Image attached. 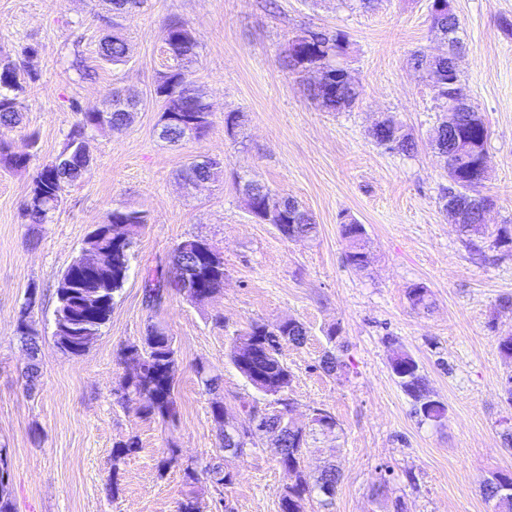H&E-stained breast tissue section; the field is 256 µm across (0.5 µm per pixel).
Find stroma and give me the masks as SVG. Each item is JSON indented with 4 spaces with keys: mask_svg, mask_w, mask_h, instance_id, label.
<instances>
[{
    "mask_svg": "<svg viewBox=\"0 0 512 512\" xmlns=\"http://www.w3.org/2000/svg\"><path fill=\"white\" fill-rule=\"evenodd\" d=\"M431 0H145L125 21L129 55L103 62L96 20L100 0H0V55L17 57L33 45V77L23 96V119L7 133L14 147L35 135L40 158L55 157L78 111L99 108L118 88L141 107L126 129L91 132L92 171L69 188L51 223H28L23 208L31 174L0 167V448L9 460L15 512H177L192 487L181 469H161L167 448L199 467L218 462L231 485L204 484L202 512H278L288 474L269 439L224 453L211 414L221 402L230 420L256 391L230 361L234 331L285 318L307 328L303 345H283L294 401L293 417L309 423L314 409L333 415L335 435L309 438L302 469L316 479L330 461L343 477L330 508L307 512H492L481 484L512 472L502 432L512 426L504 387L512 358L498 339L512 334V254L489 248L470 253L457 224L438 203L448 169L429 144L437 121L435 92L411 65L420 49L444 52L431 27ZM464 45L462 86L488 123L487 174L480 189L493 206L490 229L512 225V0H452ZM184 20L198 42L193 79L213 112L201 139L174 145L159 137L154 89L172 64L165 28ZM301 28L340 30L350 43L346 65L359 84V102L324 112L305 86L278 63L288 37ZM81 55L89 76L73 69ZM244 112L237 137L224 115ZM396 116L417 143L412 156L374 144L369 130L381 114ZM219 159V181L186 187L180 170L192 159ZM297 199L314 217L315 236L283 239L273 225L252 219L234 173ZM142 212L146 224L133 245L131 271L112 319L86 352L57 349L52 332L55 290L94 225L112 209ZM363 224L369 264L346 262L340 226ZM200 237L224 256V287L202 305L184 295L161 308L143 300L147 270L166 266L181 241ZM422 284L432 305L412 309L407 291ZM37 305L32 324L41 343L40 390L27 394L29 359L16 339V312L28 293ZM171 336L179 367L175 420L143 414L124 400L130 368L122 348L148 325ZM337 328L335 342L326 332ZM341 346L347 373H325L319 361ZM412 355L444 419L424 421L395 382L394 352ZM221 378L207 389L196 368ZM138 449L113 451L129 437ZM119 484L118 497L107 490Z\"/></svg>",
    "mask_w": 512,
    "mask_h": 512,
    "instance_id": "35a3bbf8",
    "label": "stroma"
}]
</instances>
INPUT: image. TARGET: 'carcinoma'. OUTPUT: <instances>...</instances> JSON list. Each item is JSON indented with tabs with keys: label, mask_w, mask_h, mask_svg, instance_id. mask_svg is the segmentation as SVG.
I'll list each match as a JSON object with an SVG mask.
<instances>
[{
	"label": "carcinoma",
	"mask_w": 512,
	"mask_h": 512,
	"mask_svg": "<svg viewBox=\"0 0 512 512\" xmlns=\"http://www.w3.org/2000/svg\"><path fill=\"white\" fill-rule=\"evenodd\" d=\"M432 28L438 33H450L451 48H457L459 41L458 18L454 12H442L430 5ZM168 37L165 44L170 56L177 62V67L161 74L157 79V88L165 93L169 101L181 109L179 119L185 121L199 120L206 128L211 126L213 113L208 111L207 102L201 100L191 78L192 65L197 61L198 44L193 32L185 21H172L167 24ZM299 40L305 57L298 53L284 52L279 64L288 73L296 76L307 84L311 99L326 112H341L354 106L360 99L359 85L343 79L341 68L342 56L349 48L345 35L340 31L329 29L301 28L293 34ZM129 46L126 39L118 33H108L100 40L99 55L101 59L119 65L128 56ZM414 67L422 69L433 67L442 72L439 89L436 90L438 109L448 107V92L465 96L460 76L448 77V55L430 56L423 51L412 55ZM325 68L328 70L326 80L315 83L310 80V73ZM24 67L11 63V66L0 69V128L11 132L21 123V95L25 88H16L17 73ZM106 119L112 130L121 131L130 122V111L123 95L112 92L102 102ZM79 118L67 135L60 154L73 156L77 154L74 142L85 129L98 121L96 112H78ZM160 120L164 128L160 137L170 143L181 141L180 124L166 120V113H161ZM489 130L480 112L470 105L466 107L461 124L454 133L453 150L445 152L448 164V183L459 187L461 202L448 204L447 214L463 215L461 232L466 237V245L474 255L484 252V240L491 239V247L512 249V228L502 225L495 231H489L487 225L481 223V214L473 204V198L482 201L489 198L480 194L479 188L483 179L478 175V162L486 152ZM378 146L390 152L411 155L417 151L416 141L403 131V125L394 118H387V123L379 126L371 136ZM36 138L29 135L25 138L24 147L16 150L10 143L0 138V166L11 170H25L36 159ZM90 167H75L64 170L58 167L55 159L42 162L32 175L25 215L32 224L48 223L63 200L68 188L81 181L89 173ZM117 222L130 225V235H135L137 228L143 224L141 212L132 209L112 210L107 223ZM282 238L293 240L309 237L316 232V224L312 215L305 209L286 212L284 222L276 225ZM341 234L348 242L349 251L346 260L350 266L363 270L368 264L365 250V231L360 224L341 225ZM115 269L105 271L98 287L101 288L103 305L96 311L83 306V292L89 287V276L76 275L70 288L71 296H61L56 291V308L72 313L69 332L65 336L55 337L56 347L63 353L79 356L84 352L80 347L83 332L94 326L100 331L109 322L112 315L115 295L119 294L129 270L130 251L115 253ZM193 258L174 248L167 269L147 271L144 277V303L150 308L160 306L173 293H181L184 289V273ZM408 299L415 309H427L431 306L428 288L416 284L408 290ZM306 328L293 319L280 320L275 323L250 324L249 328L235 334L230 359L237 371L245 380L266 398L279 404L280 409L287 410L292 406L288 397V389L292 374L280 358L282 343L288 342L300 346L305 342ZM18 340L26 347L31 357H36L39 350V337L26 329L17 330ZM124 360H135L140 363V370L129 375L124 381L125 396H131L140 403L141 410L147 415H154L163 420L173 419L179 413V406L174 395V379L178 368V355L172 338L157 331L155 325L147 326L146 333L139 343L125 347ZM319 367L331 375L341 377L346 374L347 364L339 352L327 351L319 361ZM389 368L400 387L410 395L418 407L415 413L429 421H440L445 417L446 409L438 401L425 404L420 396L426 393L425 378L420 373L418 362L405 351H396L390 358ZM328 419L331 422L329 433H336L338 422L329 412L317 409L314 413L316 424L311 431L322 432L318 422ZM309 431V432H311ZM264 432L278 440V463L288 472L290 483L280 499V512H304L305 501L314 497L320 498L322 506H329L336 495L341 480V469L330 463L325 466L314 483H309L300 468L303 449L306 448L309 432L301 427L290 426L285 414L277 416L272 423H262L254 428L250 425L243 428L245 439L242 445L254 442V438ZM209 480L213 486H227L233 483V476L225 472L219 465L208 467ZM512 482L507 473H495L483 481V494L486 500L494 501L495 512H512V495H498L497 482Z\"/></svg>",
	"instance_id": "cac0c4a2"
}]
</instances>
